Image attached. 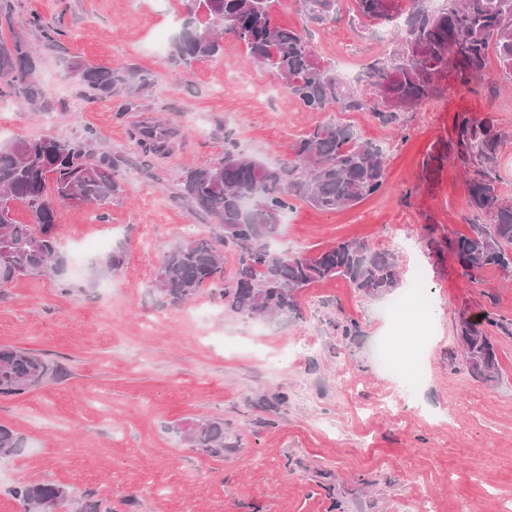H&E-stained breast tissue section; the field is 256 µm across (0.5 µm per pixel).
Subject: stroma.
Listing matches in <instances>:
<instances>
[{
	"mask_svg": "<svg viewBox=\"0 0 512 512\" xmlns=\"http://www.w3.org/2000/svg\"><path fill=\"white\" fill-rule=\"evenodd\" d=\"M63 31L46 44L31 13ZM182 0H9L0 38L24 39L39 65L53 109L34 112L0 97V140L80 137L123 160L121 195L105 210L61 203L57 240L70 267L64 278L21 277L0 293V345L25 348L66 375L20 396H0V425L22 446L0 457V512H24L13 487L32 481L64 486L63 512H500L512 501V336L498 335L500 374L469 370L455 324L464 314L512 321V282L485 268L464 276L449 239L470 232L463 168L440 170L428 156L453 140L458 114L493 117L512 133V83L496 62L461 89L438 81L427 105L387 125L367 112L340 119L357 136L386 145L387 187L335 212L307 205L289 211L273 246L317 253L350 238L396 252L404 295L424 269L434 303L423 370L399 412L387 402L398 377L375 362L379 339L393 333L385 299L341 279L299 296L296 313L256 321L231 315L209 288L174 304L153 287L172 247L222 230L179 195L184 167L208 166L232 135L243 153L268 166L288 160L298 137L326 120L304 111L277 74L225 37L218 55L176 63L158 39H172ZM319 56H345L358 68L388 52L384 23H361L354 0L341 19L311 28ZM132 67L150 86L88 99L64 61ZM153 116L179 130L169 152L143 157L133 129ZM107 219H100V212ZM121 249L117 274H93L96 261ZM288 401L260 407L263 397ZM208 418L224 424L223 456L189 447L181 427Z\"/></svg>",
	"mask_w": 512,
	"mask_h": 512,
	"instance_id": "stroma-1",
	"label": "stroma"
}]
</instances>
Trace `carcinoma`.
Masks as SVG:
<instances>
[{
  "label": "carcinoma",
  "mask_w": 512,
  "mask_h": 512,
  "mask_svg": "<svg viewBox=\"0 0 512 512\" xmlns=\"http://www.w3.org/2000/svg\"><path fill=\"white\" fill-rule=\"evenodd\" d=\"M357 15L393 23L391 49L365 70L366 88L344 83L321 63L307 28L274 24L271 0H184L186 18L171 43V56L190 64L224 50L223 38L243 44L250 59L279 76L288 95L307 112H371L386 123L399 113L416 110L438 93L444 73L462 86L480 77L489 54H495L504 76L512 80V0H412L406 15L396 0H355ZM304 19L326 28L341 17L342 0H296ZM206 18L200 23L198 15ZM29 25L47 43L62 31L35 13ZM69 75L94 99L131 82L150 85L147 76L130 68L90 66L79 59L65 62ZM22 99L41 112L51 100L40 82L38 63L22 39H0V94ZM177 130L157 121L145 122L132 134L148 157L169 152ZM218 162L186 167L180 194L196 212L213 219L224 232V245L235 247L234 284L224 286V266L214 242L197 238L172 248L154 280L156 290L172 303L192 298L206 284L217 289L236 316L268 320L298 309L299 294L313 284L341 277L363 294L386 296L397 287L399 271L393 255L352 238L314 255L284 253L271 247L285 214L299 202L332 212L379 193L386 183L384 148L361 141L335 119L315 126L292 147L291 157L268 167L235 149L230 139ZM507 136L494 119L462 115L448 151L469 170L468 204L489 216V224L471 225V233L448 242L467 275L494 267L512 275V198L498 189L497 172ZM122 191L119 159L97 153L92 138L15 139L0 142V254L11 255L24 272L0 265V288L25 276L66 272L68 260L56 239L57 203L77 201L104 206ZM17 204L28 208L31 223L13 218ZM495 327L511 335L509 323L462 317L457 338L471 372L486 381L499 374ZM58 366L24 348L0 346V395L27 393L48 379H58ZM192 448L210 457L224 455V423L197 420L182 429ZM20 447V438L0 425V455ZM25 512L64 504L69 492L60 485L25 483L11 490Z\"/></svg>",
  "instance_id": "carcinoma-1"
}]
</instances>
